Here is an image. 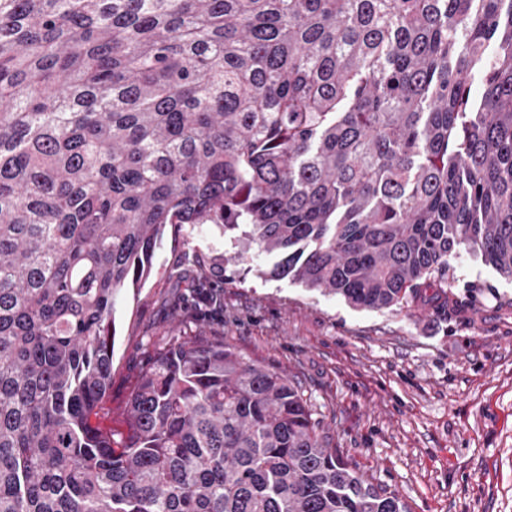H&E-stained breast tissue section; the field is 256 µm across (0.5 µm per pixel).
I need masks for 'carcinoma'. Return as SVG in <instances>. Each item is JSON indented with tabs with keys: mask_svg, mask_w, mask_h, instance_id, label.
Listing matches in <instances>:
<instances>
[{
	"mask_svg": "<svg viewBox=\"0 0 512 512\" xmlns=\"http://www.w3.org/2000/svg\"><path fill=\"white\" fill-rule=\"evenodd\" d=\"M208 223L356 308L512 278V0H0V512H408L218 340L95 422L119 294Z\"/></svg>",
	"mask_w": 512,
	"mask_h": 512,
	"instance_id": "1",
	"label": "carcinoma"
}]
</instances>
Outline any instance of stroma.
Wrapping results in <instances>:
<instances>
[{
  "label": "stroma",
  "instance_id": "stroma-1",
  "mask_svg": "<svg viewBox=\"0 0 512 512\" xmlns=\"http://www.w3.org/2000/svg\"><path fill=\"white\" fill-rule=\"evenodd\" d=\"M224 250L215 226L166 227L150 278L118 306L101 426L124 429L160 347L219 338L296 382L327 443L409 512H512L511 279L465 253L448 266L447 304L359 309L241 268L227 277L213 263Z\"/></svg>",
  "mask_w": 512,
  "mask_h": 512
}]
</instances>
